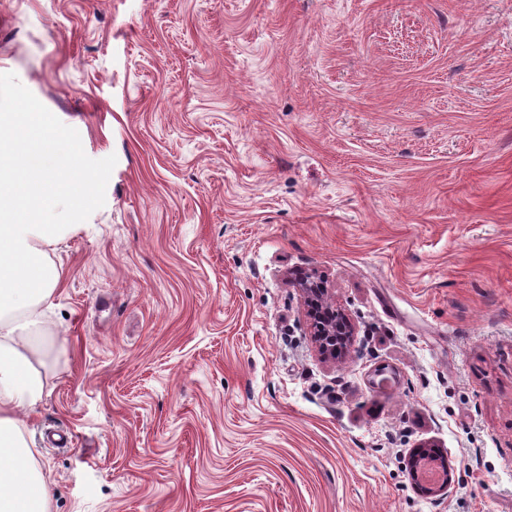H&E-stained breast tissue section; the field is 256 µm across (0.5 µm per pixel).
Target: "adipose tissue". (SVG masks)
Listing matches in <instances>:
<instances>
[{
    "label": "adipose tissue",
    "instance_id": "1",
    "mask_svg": "<svg viewBox=\"0 0 512 512\" xmlns=\"http://www.w3.org/2000/svg\"><path fill=\"white\" fill-rule=\"evenodd\" d=\"M18 128L29 138L48 136L55 148L52 160L31 155L20 170L0 168V185L10 184L15 194L12 205L0 209V512H47L45 482L15 412L35 407L43 390L40 375L29 369V354L39 346L34 329L41 307L61 280L45 248L75 230L49 215L62 198L71 213H80L94 197V176L83 173L77 187L61 177L78 165V127L61 128L28 112Z\"/></svg>",
    "mask_w": 512,
    "mask_h": 512
}]
</instances>
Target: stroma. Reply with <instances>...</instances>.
<instances>
[{"mask_svg": "<svg viewBox=\"0 0 512 512\" xmlns=\"http://www.w3.org/2000/svg\"><path fill=\"white\" fill-rule=\"evenodd\" d=\"M1 112L96 178L16 411L49 512H512V0H0ZM305 290L310 294L307 302L313 295L320 297V304L322 307L318 318L327 323L324 331H317L315 333L316 336H328L326 340L317 337L320 350L323 353H329L336 356V340H340L343 344V346L340 347V350L341 352H346L351 346L354 336V328L349 319L344 313L337 310L335 306L324 299L325 289L320 284L308 285ZM328 342L332 343L333 346H330Z\"/></svg>", "mask_w": 512, "mask_h": 512, "instance_id": "stroma-1", "label": "stroma"}]
</instances>
